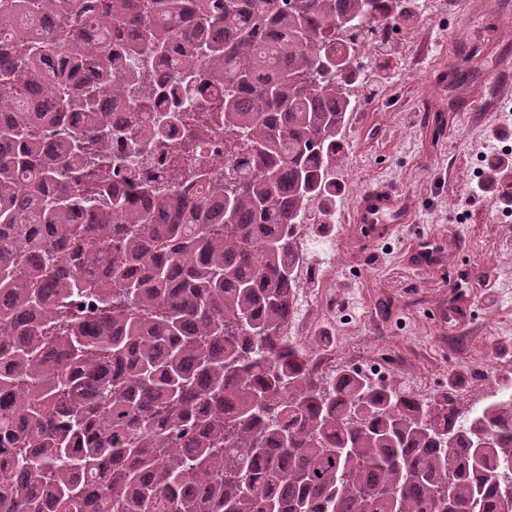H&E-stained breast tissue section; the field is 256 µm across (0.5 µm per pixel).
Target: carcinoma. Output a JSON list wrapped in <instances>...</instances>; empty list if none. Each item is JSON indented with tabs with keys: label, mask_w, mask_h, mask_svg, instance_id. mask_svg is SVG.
<instances>
[{
	"label": "carcinoma",
	"mask_w": 512,
	"mask_h": 512,
	"mask_svg": "<svg viewBox=\"0 0 512 512\" xmlns=\"http://www.w3.org/2000/svg\"><path fill=\"white\" fill-rule=\"evenodd\" d=\"M413 4L0 0V512H512V393L326 382L280 336L365 34ZM221 89L251 162L134 181Z\"/></svg>",
	"instance_id": "carcinoma-1"
}]
</instances>
